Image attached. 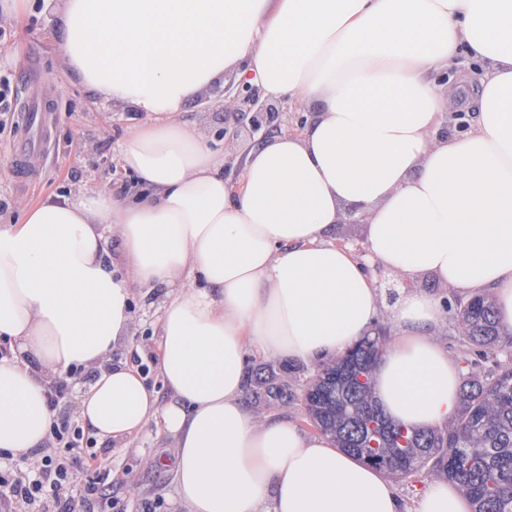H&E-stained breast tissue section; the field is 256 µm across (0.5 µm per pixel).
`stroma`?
I'll return each instance as SVG.
<instances>
[{"label": "stroma", "mask_w": 512, "mask_h": 512, "mask_svg": "<svg viewBox=\"0 0 512 512\" xmlns=\"http://www.w3.org/2000/svg\"><path fill=\"white\" fill-rule=\"evenodd\" d=\"M58 26L55 9L40 5L20 25L0 18V28L8 34L6 42L0 44V70L13 74L18 103L48 95L56 114L47 163L33 181H20L14 172L10 146L20 132L19 125L0 127V196L9 202L8 208L0 211L4 218L15 217L19 202L32 204L51 194L85 186L108 191L122 178L117 169V147L127 115L70 78L56 41ZM223 101V86L210 87L186 106L182 117L202 136L213 137L224 130ZM167 293L162 286L137 289L132 330L113 352V359H121L127 350L137 348L143 363L154 365V330ZM267 366L273 367L287 384L289 398L258 395L254 378L260 368ZM246 370L249 403L257 414L304 416L303 389L317 373V366L251 353L246 357ZM95 451L98 464L112 472L108 486L112 512H141L145 507L152 512H185L174 485L173 441L160 425L149 424L125 444L96 445Z\"/></svg>", "instance_id": "obj_1"}]
</instances>
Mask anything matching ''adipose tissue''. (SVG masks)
I'll return each instance as SVG.
<instances>
[{
    "mask_svg": "<svg viewBox=\"0 0 512 512\" xmlns=\"http://www.w3.org/2000/svg\"><path fill=\"white\" fill-rule=\"evenodd\" d=\"M68 73L134 118L125 190L84 187L0 224V452L36 457L58 415L50 376L94 368L79 422L121 443L161 423L186 512H471L434 480H393L293 417L257 418L245 356L321 364L371 334L367 263L410 285L391 310L376 396L395 422L447 425L463 375L438 292L484 294L512 333V0H58ZM481 67L465 130L439 139L441 72ZM234 75L305 104L300 131L250 149L237 176L184 107ZM364 218L361 261L336 240ZM169 293L161 388L113 363L139 285Z\"/></svg>",
    "mask_w": 512,
    "mask_h": 512,
    "instance_id": "1",
    "label": "adipose tissue"
}]
</instances>
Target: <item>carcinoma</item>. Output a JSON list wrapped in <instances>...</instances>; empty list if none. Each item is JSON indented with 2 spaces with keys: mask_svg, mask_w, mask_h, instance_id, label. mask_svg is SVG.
I'll return each mask as SVG.
<instances>
[{
  "mask_svg": "<svg viewBox=\"0 0 512 512\" xmlns=\"http://www.w3.org/2000/svg\"><path fill=\"white\" fill-rule=\"evenodd\" d=\"M455 317L473 358L465 360L458 412L444 428L409 430L389 421L374 400L373 368L386 344L382 332L321 367L305 393L307 415L340 447L376 468L408 475L430 463L436 477L470 497L475 512H512V368L475 370L503 346L489 298L468 299Z\"/></svg>",
  "mask_w": 512,
  "mask_h": 512,
  "instance_id": "carcinoma-1",
  "label": "carcinoma"
}]
</instances>
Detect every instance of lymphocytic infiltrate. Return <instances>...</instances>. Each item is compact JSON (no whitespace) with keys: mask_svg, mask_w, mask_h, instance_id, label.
<instances>
[{"mask_svg":"<svg viewBox=\"0 0 512 512\" xmlns=\"http://www.w3.org/2000/svg\"><path fill=\"white\" fill-rule=\"evenodd\" d=\"M46 446L47 454L35 465L25 455L0 454V512H45L48 503L52 512H91L103 501L100 488L109 473L82 478L94 440L78 422L60 417Z\"/></svg>","mask_w":512,"mask_h":512,"instance_id":"1","label":"lymphocytic infiltrate"}]
</instances>
